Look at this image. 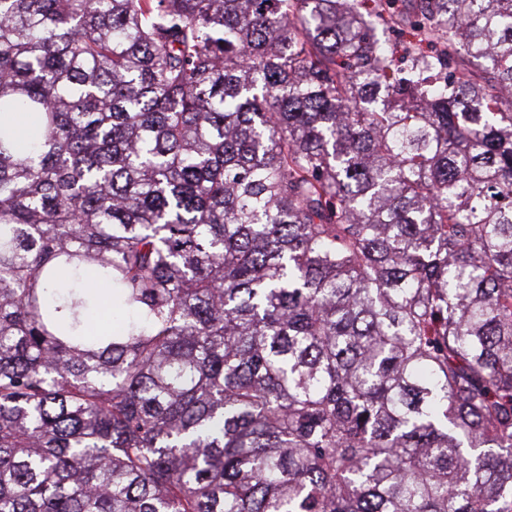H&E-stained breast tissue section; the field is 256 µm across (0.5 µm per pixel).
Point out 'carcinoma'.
<instances>
[{"label":"carcinoma","instance_id":"obj_1","mask_svg":"<svg viewBox=\"0 0 512 512\" xmlns=\"http://www.w3.org/2000/svg\"><path fill=\"white\" fill-rule=\"evenodd\" d=\"M400 2L0 0V512H512V0Z\"/></svg>","mask_w":512,"mask_h":512}]
</instances>
